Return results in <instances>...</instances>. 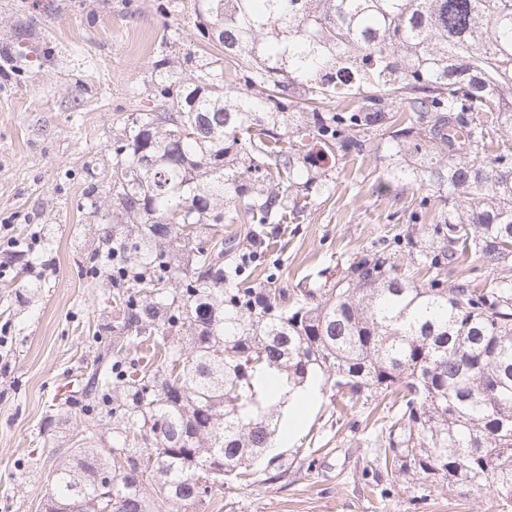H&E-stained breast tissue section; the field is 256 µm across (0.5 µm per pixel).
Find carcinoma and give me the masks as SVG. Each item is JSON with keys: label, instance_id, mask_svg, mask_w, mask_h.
Here are the masks:
<instances>
[{"label": "carcinoma", "instance_id": "cac0c4a2", "mask_svg": "<svg viewBox=\"0 0 512 512\" xmlns=\"http://www.w3.org/2000/svg\"><path fill=\"white\" fill-rule=\"evenodd\" d=\"M201 39L156 62L151 103L114 138L87 275L111 266L112 351L80 412L112 448H76L52 491L76 512H207L214 459L250 486L288 477L280 382L340 409L390 398L377 461L398 484L512 503V0H194ZM223 53L213 59L211 50ZM387 149L410 223L291 307L250 280L353 162ZM236 224L231 234L224 225ZM112 474V498L96 485ZM264 479H258V476ZM452 270L451 276H453V278L458 277V279L472 282L471 284L483 283L493 275L492 272L484 268L475 257L470 258L467 262Z\"/></svg>", "mask_w": 512, "mask_h": 512}]
</instances>
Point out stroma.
I'll return each mask as SVG.
<instances>
[{
  "mask_svg": "<svg viewBox=\"0 0 512 512\" xmlns=\"http://www.w3.org/2000/svg\"><path fill=\"white\" fill-rule=\"evenodd\" d=\"M191 0H0V512H38L50 475L78 445L82 415L69 382L105 358L109 270L86 276L127 113L153 94V67L198 41ZM384 157L339 169L336 193L280 227L269 285L294 295L321 283L408 216L378 195ZM379 426L366 412L334 411L321 394L280 453L286 479L249 487L229 479L209 512H500L484 492L456 496L426 482L390 484L376 462ZM312 445L313 461L293 451Z\"/></svg>",
  "mask_w": 512,
  "mask_h": 512,
  "instance_id": "35a3bbf8",
  "label": "stroma"
}]
</instances>
